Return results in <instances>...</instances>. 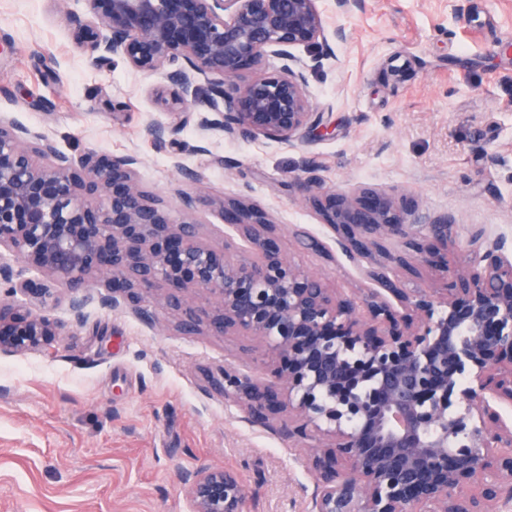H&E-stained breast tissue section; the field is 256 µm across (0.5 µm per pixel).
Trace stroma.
I'll list each match as a JSON object with an SVG mask.
<instances>
[{"instance_id": "stroma-1", "label": "stroma", "mask_w": 512, "mask_h": 512, "mask_svg": "<svg viewBox=\"0 0 512 512\" xmlns=\"http://www.w3.org/2000/svg\"><path fill=\"white\" fill-rule=\"evenodd\" d=\"M327 32L348 39L334 57L302 52L307 90L327 134L292 142L211 133L194 125L158 146L168 122L162 75L98 68L75 47L63 0H0V116L80 159L140 153L139 180L172 206L181 171L210 196H245L278 226L280 250L330 287L373 288L306 202L300 183L344 192L370 184L417 196L414 220L448 215L451 267L474 231L512 239V0H362L337 13L319 0ZM326 246L308 249L304 237ZM85 289L83 322L61 344L0 353V512H187L181 477L233 467L248 512H310L314 478L303 449L252 424L211 383L224 365L262 370L260 352L209 332L184 334L166 311L149 323L102 306Z\"/></svg>"}]
</instances>
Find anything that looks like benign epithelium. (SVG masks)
Returning a JSON list of instances; mask_svg holds the SVG:
<instances>
[{"instance_id": "7a95c632", "label": "benign epithelium", "mask_w": 512, "mask_h": 512, "mask_svg": "<svg viewBox=\"0 0 512 512\" xmlns=\"http://www.w3.org/2000/svg\"><path fill=\"white\" fill-rule=\"evenodd\" d=\"M75 44L99 66L161 73L174 121L152 124L158 143L193 123L202 136L291 142L322 125L294 50L333 54L317 0H61ZM283 61L266 70V61ZM207 84L209 112L187 95ZM135 152H90L73 161L43 135L0 118V278L41 305L70 289L74 323L0 302V353L49 348L81 322L80 293L100 276L102 305L151 318L152 298L180 313L188 333L241 336L273 359L266 377L222 370L224 400L248 420L280 421L290 439H317L311 512H512V258L502 239L472 237L450 288H406L393 272L438 262L453 223L434 217L420 236L414 195L368 185L328 193L316 178L309 203L376 287L359 299L329 288L276 247L274 224L244 197L176 190L175 212L138 179ZM204 203L250 257L200 240ZM397 237L404 250L385 241ZM24 263L15 272L7 262ZM35 272V280L23 272ZM197 297L213 305L194 310ZM188 512H247L234 469L183 474Z\"/></svg>"}]
</instances>
